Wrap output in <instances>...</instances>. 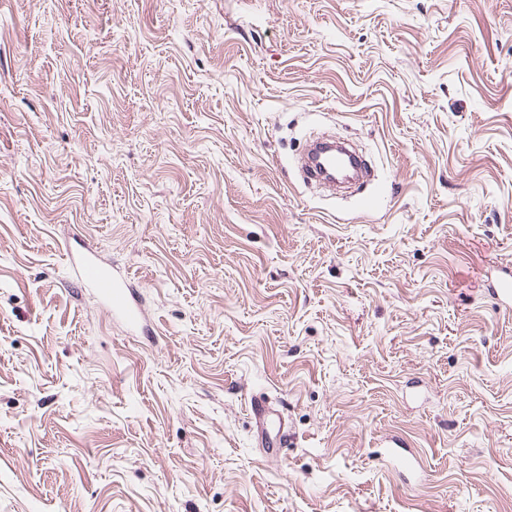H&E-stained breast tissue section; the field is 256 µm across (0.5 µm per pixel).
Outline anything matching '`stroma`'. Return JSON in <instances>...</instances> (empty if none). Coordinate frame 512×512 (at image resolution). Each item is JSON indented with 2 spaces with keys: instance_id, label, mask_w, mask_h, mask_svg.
<instances>
[{
  "instance_id": "stroma-1",
  "label": "stroma",
  "mask_w": 512,
  "mask_h": 512,
  "mask_svg": "<svg viewBox=\"0 0 512 512\" xmlns=\"http://www.w3.org/2000/svg\"><path fill=\"white\" fill-rule=\"evenodd\" d=\"M505 264L512 0H0V512H512ZM80 278L94 289L113 317H120L131 328H140L144 335L151 332L134 288H130L126 277L116 278L96 258H87L81 265ZM487 293L499 307L512 310V268H501L487 276ZM250 409L257 429L261 430L262 445L266 446L268 453L277 454L278 448H283L288 444V437L290 436L288 428L282 423L278 410L274 409L266 398L257 396L251 399ZM269 426H274L276 429L275 441L264 439Z\"/></svg>"
}]
</instances>
